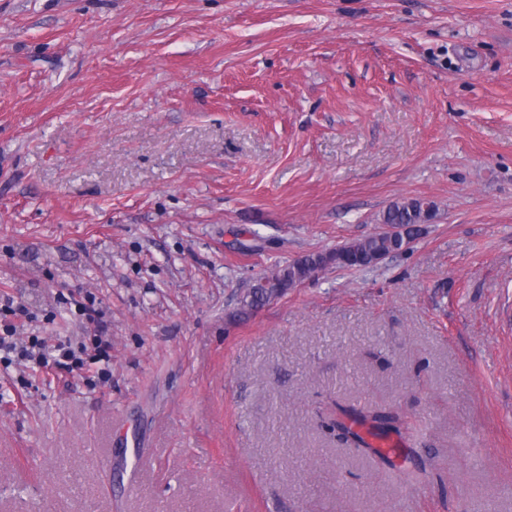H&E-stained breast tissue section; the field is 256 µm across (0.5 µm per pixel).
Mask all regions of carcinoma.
<instances>
[{
    "mask_svg": "<svg viewBox=\"0 0 512 512\" xmlns=\"http://www.w3.org/2000/svg\"><path fill=\"white\" fill-rule=\"evenodd\" d=\"M435 216V206L423 199L413 198L391 204L383 213L381 223L404 230L408 239H413L415 225L424 224ZM377 233L363 239L348 242L328 253L308 254L292 263L274 269L270 274L255 281L246 295L240 300L235 316L245 318L270 299L284 294L287 289L310 278L317 271L328 266L344 269H358L377 264V259L385 258L400 249L397 237ZM372 419L381 429L400 431V419L385 412L373 414Z\"/></svg>",
    "mask_w": 512,
    "mask_h": 512,
    "instance_id": "carcinoma-1",
    "label": "carcinoma"
}]
</instances>
